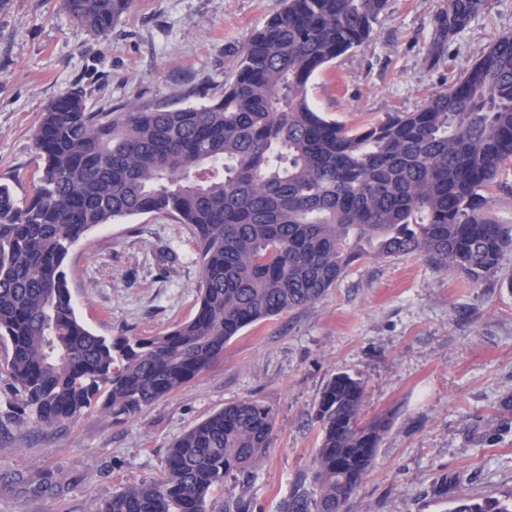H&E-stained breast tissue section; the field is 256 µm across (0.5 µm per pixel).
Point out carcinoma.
Listing matches in <instances>:
<instances>
[{"label":"carcinoma","instance_id":"obj_1","mask_svg":"<svg viewBox=\"0 0 512 512\" xmlns=\"http://www.w3.org/2000/svg\"><path fill=\"white\" fill-rule=\"evenodd\" d=\"M389 0H284L255 30L212 103L98 112L82 89L53 99L35 131L33 197L0 183V345L19 421L66 426L101 407L122 424L224 358L246 327L312 304L355 262L420 255L473 282L512 251L492 207L512 164V33L414 112L348 128L309 102L311 77L369 41ZM132 0H60L106 37ZM485 0H444L427 55L448 46ZM174 217L202 273L192 316L153 336L107 337L77 315L65 262L90 229L143 214ZM365 388L348 373L314 407L316 495L284 512H343L390 419H362ZM272 406L246 398L167 449L160 478L112 492L100 512H208L230 474L247 476L269 447ZM448 512H512L443 477Z\"/></svg>","mask_w":512,"mask_h":512}]
</instances>
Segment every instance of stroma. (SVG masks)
<instances>
[{"instance_id": "35a3bbf8", "label": "stroma", "mask_w": 512, "mask_h": 512, "mask_svg": "<svg viewBox=\"0 0 512 512\" xmlns=\"http://www.w3.org/2000/svg\"><path fill=\"white\" fill-rule=\"evenodd\" d=\"M443 0H389L373 38L311 78L307 95L349 127L413 112L512 33V0H486L443 64L427 49ZM282 0H132L109 36L91 35L59 0H0V182L33 193V133L71 88L92 109L200 105L218 97L251 33ZM186 225L158 214L96 227L66 264L76 311L102 336H150L186 320L201 267ZM362 380L364 420L391 426L344 512H445L430 489L466 476L462 493H512V255L474 283L424 257L354 264L317 302L245 328L210 369L125 423L98 408L59 428L16 423L0 366V512H99L122 486L160 477L172 442L225 405L273 406L269 448L230 475L210 512L249 502L283 512L313 487V409L336 373Z\"/></svg>"}]
</instances>
